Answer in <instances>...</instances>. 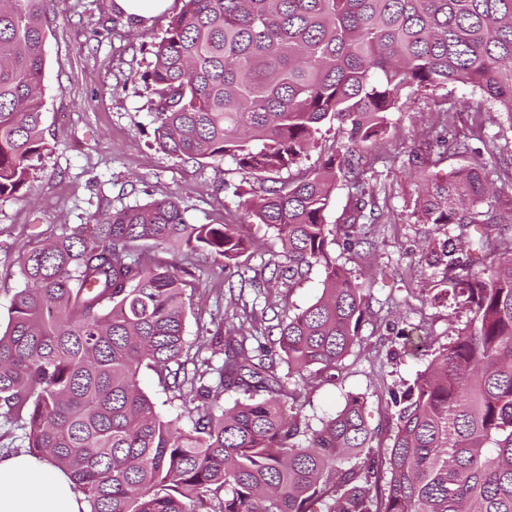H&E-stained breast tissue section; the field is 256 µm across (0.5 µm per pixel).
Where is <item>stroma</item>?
Segmentation results:
<instances>
[{"instance_id": "obj_1", "label": "stroma", "mask_w": 512, "mask_h": 512, "mask_svg": "<svg viewBox=\"0 0 512 512\" xmlns=\"http://www.w3.org/2000/svg\"><path fill=\"white\" fill-rule=\"evenodd\" d=\"M113 0H48L44 43L43 126L50 145L37 160L38 179L29 194L0 201V329H5L13 299L24 286L19 262L33 245L52 240L64 230L86 223L90 214L145 204L167 195L179 198L192 224L227 221L251 240L239 268L200 260L186 280L191 296L185 334L200 346L212 336L239 335L263 328L274 315L288 316L314 303L323 289L324 268L316 265L302 277L257 290L241 287V279L262 281L281 260L282 244L265 224L246 222L236 192L259 180H245L231 158L195 163L169 156L155 142L158 96L145 74L153 51L164 37L184 0L141 24L114 11ZM458 105L457 131L472 148L512 154V128L497 105L477 90L451 84L433 93L411 91L400 110L389 116L391 137L377 146V161L365 187L378 194L383 215L374 227L376 251L367 255L328 246L330 259L349 269L371 295L372 317L360 341L343 360L335 380L304 385L288 371L275 338H266L274 372L288 389L299 391V404L312 425L336 413L347 395L366 401V418L381 446L393 431L391 392L412 384L432 358L431 353L404 351L399 333L417 325L433 346L447 344L468 313L461 300L442 295L443 266L421 261L424 247L448 239H465L457 224H424L415 213L417 179L407 160L410 151L433 134L435 102ZM140 386L166 418H179L189 428L188 399L163 390L149 370Z\"/></svg>"}]
</instances>
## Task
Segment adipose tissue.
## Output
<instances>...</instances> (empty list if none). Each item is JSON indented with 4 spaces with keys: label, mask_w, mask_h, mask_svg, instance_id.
I'll list each match as a JSON object with an SVG mask.
<instances>
[{
    "label": "adipose tissue",
    "mask_w": 512,
    "mask_h": 512,
    "mask_svg": "<svg viewBox=\"0 0 512 512\" xmlns=\"http://www.w3.org/2000/svg\"><path fill=\"white\" fill-rule=\"evenodd\" d=\"M0 512H88L68 471L24 452L0 453Z\"/></svg>",
    "instance_id": "adipose-tissue-1"
}]
</instances>
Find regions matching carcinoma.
<instances>
[{"label":"carcinoma","instance_id":"1","mask_svg":"<svg viewBox=\"0 0 512 512\" xmlns=\"http://www.w3.org/2000/svg\"><path fill=\"white\" fill-rule=\"evenodd\" d=\"M46 0H0V200L23 198L47 150L42 128ZM146 74L159 149L193 161L231 158L261 179L298 164L325 123L343 140L322 169L245 201L274 228L293 279L324 267L321 296L254 333L224 359L190 355L185 267L138 243L235 265L249 242L233 224H190L175 196L126 206L21 258L25 288L0 334V420L37 456L69 471L89 512H512V227L500 225L488 167L464 156L453 109L413 151L425 224L473 228L470 247L425 254L446 265L445 292L470 313L394 399L391 447L372 446L365 400L349 396L314 428L266 360L278 336L288 371L336 379L370 312L367 289L328 257L330 236L375 246L382 207L365 190L409 89L469 85L512 129V0H185ZM354 190L343 224H325L336 178ZM489 249L492 264L477 268ZM195 403L185 431L162 417L139 372ZM226 392L243 399L226 408ZM263 392L265 397L255 398Z\"/></svg>","mask_w":512,"mask_h":512}]
</instances>
